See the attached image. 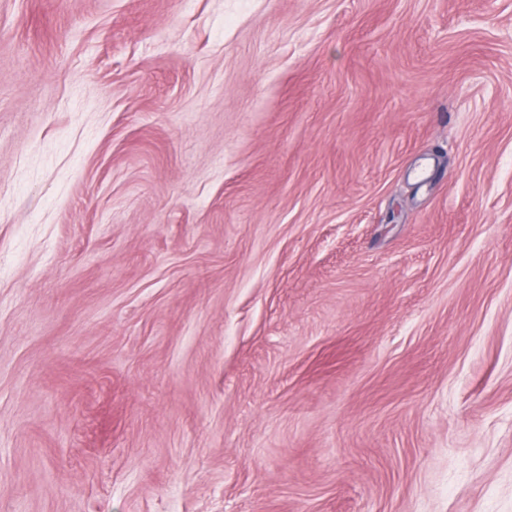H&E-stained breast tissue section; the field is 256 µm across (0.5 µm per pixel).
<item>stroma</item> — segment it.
Returning a JSON list of instances; mask_svg holds the SVG:
<instances>
[{"mask_svg":"<svg viewBox=\"0 0 512 512\" xmlns=\"http://www.w3.org/2000/svg\"><path fill=\"white\" fill-rule=\"evenodd\" d=\"M0 512H512V0H0Z\"/></svg>","mask_w":512,"mask_h":512,"instance_id":"1","label":"stroma"}]
</instances>
